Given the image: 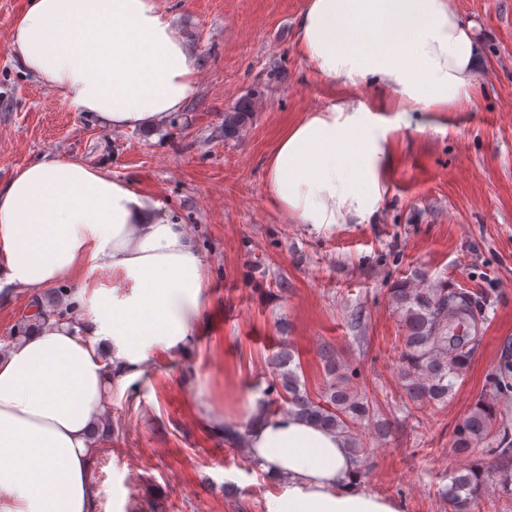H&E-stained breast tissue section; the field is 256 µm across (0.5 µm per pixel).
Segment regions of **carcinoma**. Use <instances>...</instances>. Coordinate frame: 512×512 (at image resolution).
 Masks as SVG:
<instances>
[{
  "label": "carcinoma",
  "mask_w": 512,
  "mask_h": 512,
  "mask_svg": "<svg viewBox=\"0 0 512 512\" xmlns=\"http://www.w3.org/2000/svg\"><path fill=\"white\" fill-rule=\"evenodd\" d=\"M251 115L248 99L224 112V136H238L250 122ZM72 294L70 288H56L44 300L34 301L35 311L19 321L9 336L10 341L16 342L29 335L53 314L78 321L81 308L72 301ZM391 299L402 316L404 336L399 366L408 398L417 406L445 403L456 380L465 374L471 363L478 337L470 335V331L476 327L479 302L467 292L448 287L446 281L427 288H409L404 284L392 289ZM323 360L329 380L314 396L293 367V351L288 344H282L269 360L272 377L268 392L276 393V398L267 402V406L278 402L287 414L343 434L353 454L362 460L367 450L352 429L367 421L384 436L389 431L388 423L378 419L375 396L350 385L351 376L341 370L334 356L325 354ZM494 416V403L478 400L457 426L454 448L465 453L494 434L502 452L512 451V435L508 431L493 433ZM485 485L484 472L471 465L453 475L442 495L448 500L451 512H472Z\"/></svg>",
  "instance_id": "obj_1"
}]
</instances>
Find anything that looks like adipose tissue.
<instances>
[{
	"mask_svg": "<svg viewBox=\"0 0 512 512\" xmlns=\"http://www.w3.org/2000/svg\"><path fill=\"white\" fill-rule=\"evenodd\" d=\"M10 48L74 111L116 130L157 127L196 90L191 51L155 0H28ZM296 48L342 93L282 130L265 193L298 224L372 223L392 132L410 113L473 102V26L453 0H305ZM361 86L376 96L362 97ZM97 271L121 297L99 295L78 324L49 318L0 354V512H98L93 440L108 393L141 372L146 346L191 335L208 286L186 225L108 171L47 156L0 183V287L83 291ZM246 417L254 466L284 486L266 512H399L360 486L342 434L267 414L255 400Z\"/></svg>",
	"mask_w": 512,
	"mask_h": 512,
	"instance_id": "1",
	"label": "adipose tissue"
}]
</instances>
